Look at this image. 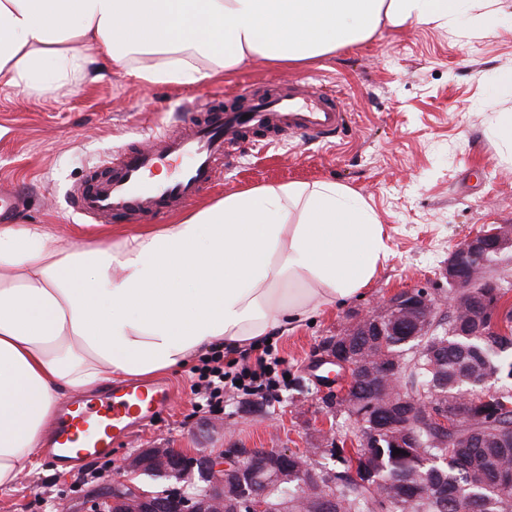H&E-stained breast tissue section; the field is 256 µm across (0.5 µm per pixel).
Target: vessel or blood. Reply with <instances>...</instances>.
I'll return each instance as SVG.
<instances>
[{
	"instance_id": "1",
	"label": "vessel or blood",
	"mask_w": 512,
	"mask_h": 512,
	"mask_svg": "<svg viewBox=\"0 0 512 512\" xmlns=\"http://www.w3.org/2000/svg\"><path fill=\"white\" fill-rule=\"evenodd\" d=\"M342 101L340 90L295 81L278 94L254 98L244 114L215 111L201 121L186 115L179 132L160 131L148 148L121 154L106 179L76 193L75 208L94 220L169 213L216 186L219 167L236 164L248 129L269 128L278 137L327 141L351 120ZM173 402L167 388L146 382L120 394H104L98 405L80 412L64 411L51 458L69 462L75 446L99 455L111 453L115 441L129 438L135 427L156 419Z\"/></svg>"
}]
</instances>
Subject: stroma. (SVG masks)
Listing matches in <instances>:
<instances>
[{
    "label": "stroma",
    "instance_id": "stroma-1",
    "mask_svg": "<svg viewBox=\"0 0 512 512\" xmlns=\"http://www.w3.org/2000/svg\"><path fill=\"white\" fill-rule=\"evenodd\" d=\"M512 0L483 23V34L461 40L432 25L408 23L300 66L253 62L205 84L145 86L111 71L98 81H73L51 91L52 65L36 75L38 90L0 88V180L20 195L17 222L51 224L61 231H103L74 211L72 195L104 171L113 155L145 146L159 129L175 130L174 115L188 105L210 111L306 79L339 88L351 123L327 144L287 139L266 154L242 155L219 186L199 203L268 183L331 180L348 186L371 207L389 237L391 256L366 292L325 311L292 333L273 331L288 374L272 396L224 393L213 414L193 404L189 369L167 374L172 409L113 450L72 466L41 455L16 490L0 492V512H42L71 489L88 490L117 475L132 452L162 442L177 448H291L316 445L324 392L316 350L347 322L404 287L444 294L441 271L455 244L494 224H512ZM221 420L222 432L205 433Z\"/></svg>",
    "mask_w": 512,
    "mask_h": 512
}]
</instances>
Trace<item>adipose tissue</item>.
Wrapping results in <instances>:
<instances>
[{"mask_svg": "<svg viewBox=\"0 0 512 512\" xmlns=\"http://www.w3.org/2000/svg\"><path fill=\"white\" fill-rule=\"evenodd\" d=\"M503 0H0V86L30 92L111 67L143 85L198 84L254 61L304 63L382 28L461 39ZM389 238L349 187L269 183L169 223L76 238L0 224V491L32 472L72 395L167 373L359 295Z\"/></svg>", "mask_w": 512, "mask_h": 512, "instance_id": "adipose-tissue-1", "label": "adipose tissue"}]
</instances>
